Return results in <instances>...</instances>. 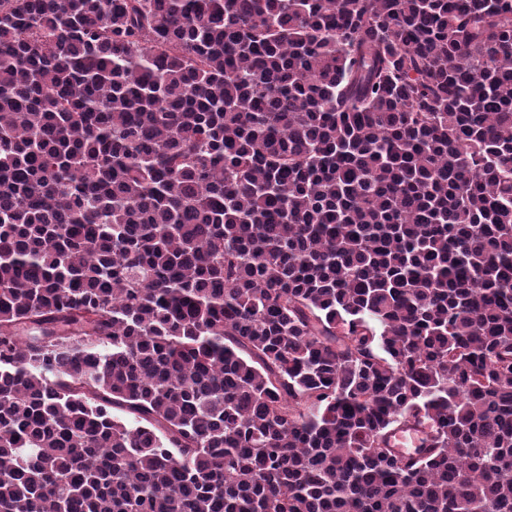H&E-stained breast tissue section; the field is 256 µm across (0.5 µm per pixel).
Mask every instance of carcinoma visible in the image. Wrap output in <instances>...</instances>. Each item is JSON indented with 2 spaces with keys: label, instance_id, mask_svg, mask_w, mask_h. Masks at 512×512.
Here are the masks:
<instances>
[{
  "label": "carcinoma",
  "instance_id": "cac0c4a2",
  "mask_svg": "<svg viewBox=\"0 0 512 512\" xmlns=\"http://www.w3.org/2000/svg\"><path fill=\"white\" fill-rule=\"evenodd\" d=\"M0 512H512V0H0Z\"/></svg>",
  "mask_w": 512,
  "mask_h": 512
}]
</instances>
